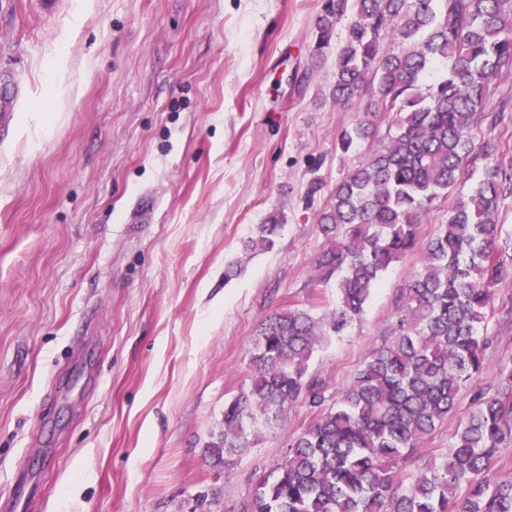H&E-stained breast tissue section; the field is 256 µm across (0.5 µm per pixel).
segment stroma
<instances>
[{
    "label": "stroma",
    "mask_w": 512,
    "mask_h": 512,
    "mask_svg": "<svg viewBox=\"0 0 512 512\" xmlns=\"http://www.w3.org/2000/svg\"><path fill=\"white\" fill-rule=\"evenodd\" d=\"M326 0H0V501L21 472L32 512H224L318 416L257 417L224 460V407L247 390L261 321L293 305L329 320L315 223L363 150L340 132L367 98L328 96L314 67ZM475 117L476 159L512 166V70ZM324 188L313 209L312 178ZM278 217L273 249L243 246ZM381 277L361 320L330 334L309 378L334 397L390 333L417 268ZM237 266L225 277L228 266ZM512 283L496 287L484 370L397 472L439 461L512 361Z\"/></svg>",
    "instance_id": "obj_1"
}]
</instances>
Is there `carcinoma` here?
<instances>
[{
	"label": "carcinoma",
	"instance_id": "carcinoma-1",
	"mask_svg": "<svg viewBox=\"0 0 512 512\" xmlns=\"http://www.w3.org/2000/svg\"><path fill=\"white\" fill-rule=\"evenodd\" d=\"M353 12L336 46L329 95L348 103L376 92L368 112L393 114L396 131L349 168L316 223L324 244L315 262L337 278L338 303L327 324L298 307L260 324L247 390L224 409L219 448H247L248 422L276 419L303 402L320 415L289 445L288 457L261 477L242 512H512V476L487 480L499 448L512 441V364L502 385L480 391L439 465L406 487L396 471L408 452L456 408L463 385L481 373V335L494 288L512 280L497 257L498 201L512 168L485 167L467 196L448 206L406 286L391 336L373 349L332 406L307 376L316 346L331 329L359 319L382 273L419 248L420 224L433 203L465 176L476 113L489 85L512 67V0H327L315 25L312 57L326 59L333 30ZM407 45L395 54L389 43ZM379 125L362 120L341 132L346 154L374 141ZM280 225L262 224L250 252L274 244Z\"/></svg>",
	"mask_w": 512,
	"mask_h": 512
}]
</instances>
